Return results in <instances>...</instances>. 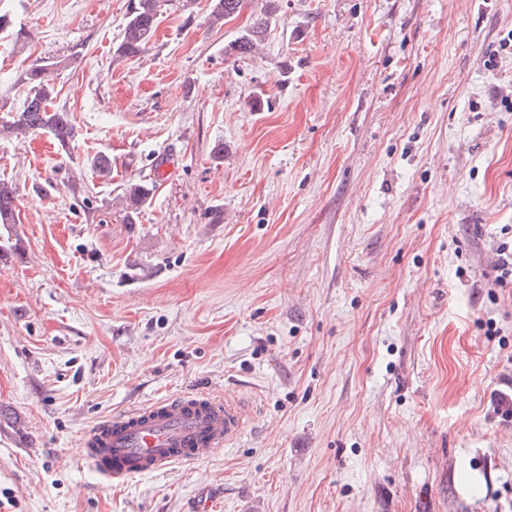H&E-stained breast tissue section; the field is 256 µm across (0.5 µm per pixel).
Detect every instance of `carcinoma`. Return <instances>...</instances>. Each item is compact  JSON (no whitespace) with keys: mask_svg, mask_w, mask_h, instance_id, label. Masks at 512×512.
Segmentation results:
<instances>
[{"mask_svg":"<svg viewBox=\"0 0 512 512\" xmlns=\"http://www.w3.org/2000/svg\"><path fill=\"white\" fill-rule=\"evenodd\" d=\"M275 0H267V5L256 16L247 33L228 43L224 48L229 57L243 55L252 50L267 31L274 16ZM247 0H212L210 22L218 25L224 20L236 16L246 6ZM161 0H136L129 12L123 28V37L116 49L121 57H134L145 51L151 41L160 15ZM57 61L35 64L25 72V81L30 89L23 105L11 120L0 125V132L44 131L50 134L64 147L75 140L76 130L65 111L49 110L53 100L54 84L52 70ZM155 184L132 182L126 186V221L131 224L134 215L152 198ZM16 196L11 184L0 179V226L8 227L15 223Z\"/></svg>","mask_w":512,"mask_h":512,"instance_id":"obj_1","label":"carcinoma"}]
</instances>
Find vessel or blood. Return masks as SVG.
I'll return each instance as SVG.
<instances>
[{
	"label": "vessel or blood",
	"mask_w": 512,
	"mask_h": 512,
	"mask_svg": "<svg viewBox=\"0 0 512 512\" xmlns=\"http://www.w3.org/2000/svg\"><path fill=\"white\" fill-rule=\"evenodd\" d=\"M242 408L206 393L184 395L111 416L85 429L81 460L106 484L196 463L241 431Z\"/></svg>",
	"instance_id": "obj_1"
}]
</instances>
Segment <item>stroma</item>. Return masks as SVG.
<instances>
[{
  "mask_svg": "<svg viewBox=\"0 0 512 512\" xmlns=\"http://www.w3.org/2000/svg\"><path fill=\"white\" fill-rule=\"evenodd\" d=\"M133 2L0 0V122L59 60L78 132L0 136V512H512V0H276L229 58L266 0H163L121 57ZM198 392L233 444L117 489L79 464ZM161 0H136L123 28L116 49L121 57H134L145 51L151 41L160 15ZM210 22L218 25L231 16H236L246 6L247 0H211ZM276 0H267L268 4L265 9L256 16L252 26L248 29L247 33L241 37L228 43L224 48L225 55L228 57L243 55L252 50L256 45L257 40L265 34L270 24V20L274 16L276 7L273 6ZM16 196L11 184L0 179V226L15 224ZM153 183L132 182L126 186L124 199L126 201V221L133 223L134 215H137L140 209L145 206L152 198L154 188Z\"/></svg>",
  "mask_w": 512,
  "mask_h": 512,
  "instance_id": "stroma-1",
  "label": "stroma"
}]
</instances>
